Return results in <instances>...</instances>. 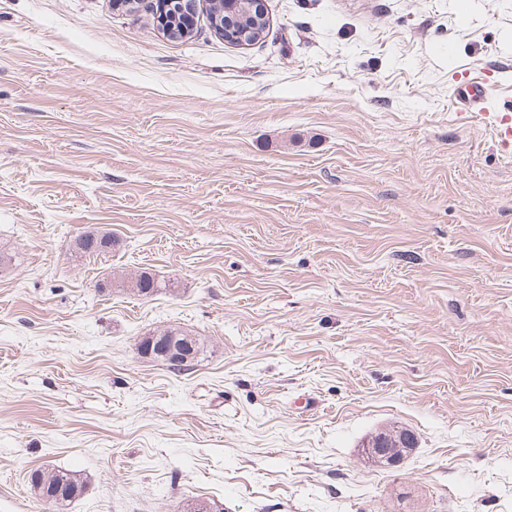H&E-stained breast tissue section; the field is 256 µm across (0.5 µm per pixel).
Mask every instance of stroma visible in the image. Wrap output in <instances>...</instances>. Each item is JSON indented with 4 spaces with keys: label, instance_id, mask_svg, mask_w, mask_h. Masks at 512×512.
Returning <instances> with one entry per match:
<instances>
[{
    "label": "stroma",
    "instance_id": "obj_1",
    "mask_svg": "<svg viewBox=\"0 0 512 512\" xmlns=\"http://www.w3.org/2000/svg\"><path fill=\"white\" fill-rule=\"evenodd\" d=\"M266 7L242 47L0 0V512H512V0ZM144 268L169 290L98 287ZM168 326L190 369L139 354ZM487 89L484 77L469 74L459 81L455 97L461 105L470 111L484 114L482 105L487 99ZM155 334L163 336L169 341L174 342L177 346H181L177 347L168 341H159L155 346V353L172 358L177 364H186L191 358L195 361L203 354V339L200 336H196V334H192L191 331L180 327H169L162 331L154 332V334H149V336H154ZM187 350L192 352L193 357ZM35 471V470H34ZM30 475V487L36 498L41 502L55 505L56 507L68 506L79 498L85 489V482L79 474L71 470L53 469L37 478ZM78 491L80 494L71 498Z\"/></svg>",
    "mask_w": 512,
    "mask_h": 512
}]
</instances>
